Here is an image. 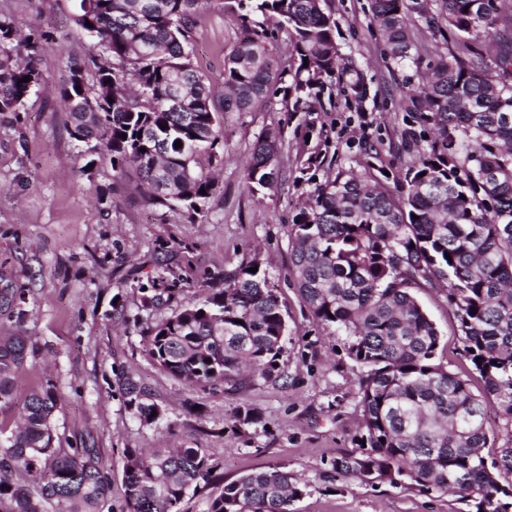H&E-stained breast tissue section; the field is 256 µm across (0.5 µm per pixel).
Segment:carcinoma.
<instances>
[{"instance_id":"obj_1","label":"carcinoma","mask_w":512,"mask_h":512,"mask_svg":"<svg viewBox=\"0 0 512 512\" xmlns=\"http://www.w3.org/2000/svg\"><path fill=\"white\" fill-rule=\"evenodd\" d=\"M209 2L80 0L75 22L86 52L67 62L60 88L73 139L95 141L115 176L135 174L149 201L192 217L209 212L224 153V129L194 62V30ZM223 4L237 20L224 55V111L264 103L302 112L337 81L366 96L363 73L336 42L328 0ZM414 17L453 41L409 97V111L433 138L396 195L368 167L318 185L295 215L291 260L313 321L341 332L361 367L368 449L336 460V475L450 493L475 512H509L512 482L501 476L512 475V444L493 457L482 450L489 408L512 430V0L488 9L484 0H371L370 21L398 66L411 60ZM280 34L289 42L286 66L274 53ZM48 42L0 17L1 117L25 111L46 82L40 61ZM107 84L111 103L101 94ZM281 145L279 129L257 138L243 171L251 192L278 185ZM424 282L445 289L483 395L437 363L438 331L412 293ZM25 304V289L0 291V407L12 402L32 345ZM287 332L276 291L254 262L226 274L221 290L200 289L151 327L145 343L160 371L214 391L246 372L274 376ZM124 389L140 420L161 418L142 386L127 379ZM60 400L47 383L30 394L16 427L0 423V512H102L112 482L99 449L53 447ZM211 470L203 448H128L127 512H181ZM306 494L288 471L250 473L217 480L208 512H293Z\"/></svg>"}]
</instances>
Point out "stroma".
I'll use <instances>...</instances> for the list:
<instances>
[{"mask_svg":"<svg viewBox=\"0 0 512 512\" xmlns=\"http://www.w3.org/2000/svg\"><path fill=\"white\" fill-rule=\"evenodd\" d=\"M78 5L0 0V15L21 31L42 29L51 44L40 61L47 83L18 121H0V270L11 273L13 287L27 291L26 327L34 344L0 421L13 422L29 393L52 381L63 396L54 445L99 449L112 476V512H126L129 448H203L216 476L227 480L275 467L291 471L308 485L295 512H463L452 495L334 478L336 458L362 452L360 368L343 351L342 337L317 326L302 304L289 245L294 215L328 175L368 163L385 187L398 192L415 142L430 132L407 110L409 84L447 54L448 43L415 21L413 60L394 66L370 24L369 0H329L336 40L362 70L366 97L354 99L336 85L313 100L311 111L293 116L265 106L227 112L224 54L235 25L220 4H212L196 30L195 64L220 110L224 164L209 213L193 219L186 210L148 204L134 177H114L108 162L71 138L59 89L67 61L85 55L74 22ZM278 127L284 133L281 184L251 193L244 166L259 134ZM305 145L320 154L312 183L300 178ZM251 262L265 269L288 322L279 376L212 392L158 370L144 351L147 328L177 311L187 291L223 287L225 274ZM173 278L180 294L144 306L141 286ZM414 294L439 332V363L482 394L444 290L424 284ZM126 376L146 387L160 420L145 423L128 407L121 387ZM245 408L253 409L255 420L236 424Z\"/></svg>","mask_w":512,"mask_h":512,"instance_id":"stroma-1","label":"stroma"}]
</instances>
